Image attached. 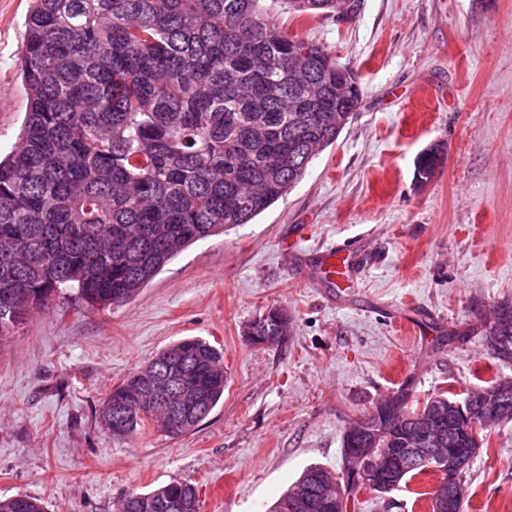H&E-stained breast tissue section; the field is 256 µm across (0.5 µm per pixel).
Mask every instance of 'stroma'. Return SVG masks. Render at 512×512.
I'll use <instances>...</instances> for the list:
<instances>
[{
  "label": "stroma",
  "mask_w": 512,
  "mask_h": 512,
  "mask_svg": "<svg viewBox=\"0 0 512 512\" xmlns=\"http://www.w3.org/2000/svg\"><path fill=\"white\" fill-rule=\"evenodd\" d=\"M28 7L0 0L1 154L27 109ZM271 13L354 73L358 111L251 223L184 249L127 303L57 293L0 346V497L116 512L128 493L180 481L201 512H271L308 466L341 472L345 428L403 384L460 401L512 377L484 340L491 310L512 302V0H361L343 20L277 0ZM434 144L444 160L423 182L416 162ZM331 249L356 258L337 281ZM272 308L289 335L251 345L247 325ZM190 336L223 348V400L183 436L148 421L113 438L104 398ZM479 436L463 512H512V422ZM432 484L361 491L354 512L390 498L431 512Z\"/></svg>",
  "instance_id": "1"
}]
</instances>
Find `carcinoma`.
Instances as JSON below:
<instances>
[{
	"mask_svg": "<svg viewBox=\"0 0 512 512\" xmlns=\"http://www.w3.org/2000/svg\"><path fill=\"white\" fill-rule=\"evenodd\" d=\"M265 0H33L19 52L28 108L12 150L0 157V346L60 288L91 307L131 300L186 247L248 224L304 176L308 150L334 144L362 101L336 85L353 79L336 57L307 43L303 67L291 62V36ZM298 15H336L346 0H287ZM485 341L509 336L512 304ZM258 335L290 332L268 316ZM224 352L185 338L150 365L185 373L206 394L208 410L224 396ZM135 375L105 398L101 410L114 438L144 424L145 405L130 400ZM413 418L442 395L419 404L397 391ZM411 422H380L381 448H399ZM454 447L476 456L454 417L445 422ZM308 467L276 502L292 507L297 491L315 497ZM431 470L404 462L386 475L397 490ZM340 480L345 510L361 487ZM196 494L188 482L132 492L117 512H175L168 503ZM0 512H46L27 496L0 498Z\"/></svg>",
	"mask_w": 512,
	"mask_h": 512,
	"instance_id": "cac0c4a2",
	"label": "carcinoma"
}]
</instances>
